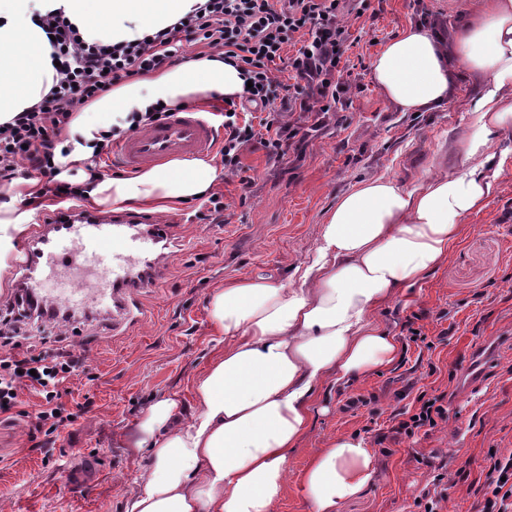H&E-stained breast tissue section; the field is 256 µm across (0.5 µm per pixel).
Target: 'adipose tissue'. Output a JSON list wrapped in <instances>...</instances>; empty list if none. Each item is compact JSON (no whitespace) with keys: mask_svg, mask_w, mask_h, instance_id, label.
Segmentation results:
<instances>
[{"mask_svg":"<svg viewBox=\"0 0 512 512\" xmlns=\"http://www.w3.org/2000/svg\"><path fill=\"white\" fill-rule=\"evenodd\" d=\"M198 2L0 0V121L38 103L56 75L33 12L62 10L87 42L116 44L174 23ZM458 64L481 80L479 129L455 145L460 172L430 173L411 187L385 177L360 181L325 215L317 254L298 287L245 275L209 295L210 321L224 345L194 379L188 415L162 397L139 420L135 445L148 463L125 512H269L285 491L289 454L325 383L349 382L393 362L397 343L373 325V312L447 257L464 218L495 189L478 169L494 159L491 136L512 130V0H485L480 18L450 44L430 27L408 25L371 61L373 81L400 112L446 102ZM242 91L238 70L204 54L119 82L77 112L55 161L72 170V183L87 186L90 206L167 213L208 193L217 168L175 161L94 181L85 163L95 145L157 105ZM37 189L33 178L0 187L9 197L0 203V269L31 219L23 204ZM373 473L371 449L342 436L299 479L312 512H338Z\"/></svg>","mask_w":512,"mask_h":512,"instance_id":"ef3b65f1","label":"adipose tissue"}]
</instances>
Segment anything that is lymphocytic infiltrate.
<instances>
[{
  "label": "lymphocytic infiltrate",
  "mask_w": 512,
  "mask_h": 512,
  "mask_svg": "<svg viewBox=\"0 0 512 512\" xmlns=\"http://www.w3.org/2000/svg\"><path fill=\"white\" fill-rule=\"evenodd\" d=\"M372 8L373 0H204L171 26L117 45L86 43L63 16L34 15L52 38L57 76L38 104L0 124V184L27 169L44 178L43 190L57 204L81 200L80 187L60 181L53 162L74 113L114 82L165 69L188 44L220 52L251 83L224 101L219 155L225 176L241 175L242 156L256 143L277 161L302 158L348 99L353 84L344 76L342 57L355 42L350 21ZM282 61L293 77L288 85L277 75ZM42 318L27 289H13L0 303V339L10 347L0 355V416L12 418L24 394L38 396L40 404L28 416V440L48 461L53 433L90 405L73 412L62 401L66 382L85 372L84 357L63 346H21L29 326ZM412 406V417L396 426L406 435L432 431L448 418L442 396L421 392ZM484 471L482 512H512V451H489Z\"/></svg>",
  "instance_id": "obj_1"
}]
</instances>
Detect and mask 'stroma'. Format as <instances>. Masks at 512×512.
Instances as JSON below:
<instances>
[{
	"label": "stroma",
	"instance_id": "obj_1",
	"mask_svg": "<svg viewBox=\"0 0 512 512\" xmlns=\"http://www.w3.org/2000/svg\"><path fill=\"white\" fill-rule=\"evenodd\" d=\"M378 8L376 20H353L357 41L346 53L362 92L352 94L296 169L283 173L264 149L245 152L249 188L236 178L214 186L227 205L226 223L188 221L190 202L163 216L177 242L156 287L135 293L137 321L115 329L98 318L68 327L65 343L85 354L87 371L69 382L65 400L87 398L93 407L58 431L47 464L31 451L23 418L0 423V512H123L147 463L132 445L139 419L163 396L191 410V381L220 346L209 294L244 275L298 286L327 210L359 180L386 176L410 186L428 172L458 171L452 143L478 129L479 81L459 70L453 96L436 110L396 111L362 68L411 23L413 11L409 0H380ZM490 148L504 161L493 195L467 217L436 269L372 315L398 344L394 361L323 388L318 403L325 411L314 414L291 452L286 492L272 512H311L298 476L339 436L362 439L375 458L371 481L339 512H423L416 501L432 486L426 462L433 457L448 474L440 485L443 512H480L488 451L512 449V134L492 137ZM410 319L431 337L447 331L446 340L432 350L417 347ZM484 343L491 362L470 398L459 401L461 371ZM409 388L444 395L447 421L426 435L395 432L404 406L396 394ZM357 397L364 405L350 407Z\"/></svg>",
	"mask_w": 512,
	"mask_h": 512
}]
</instances>
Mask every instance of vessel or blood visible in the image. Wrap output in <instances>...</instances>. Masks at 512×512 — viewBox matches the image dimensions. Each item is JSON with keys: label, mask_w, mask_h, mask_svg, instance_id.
<instances>
[{"label": "vessel or blood", "mask_w": 512, "mask_h": 512, "mask_svg": "<svg viewBox=\"0 0 512 512\" xmlns=\"http://www.w3.org/2000/svg\"><path fill=\"white\" fill-rule=\"evenodd\" d=\"M217 127L209 112L186 106L164 120L121 138L113 149L119 167L132 171L175 158H197L214 152ZM174 237L172 226L152 225L140 234L134 224H55L37 231L15 254L12 268L20 282L49 304L76 311L112 312L113 326L132 320L133 293L157 284L156 252ZM119 241V250L106 252L104 240ZM489 350H475L465 367L460 397H467L484 373Z\"/></svg>", "instance_id": "vessel-or-blood-1"}]
</instances>
